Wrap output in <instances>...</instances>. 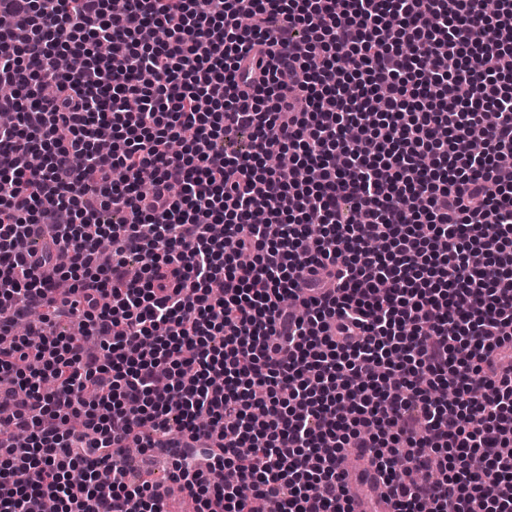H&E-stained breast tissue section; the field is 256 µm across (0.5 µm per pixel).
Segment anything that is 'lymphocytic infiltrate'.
<instances>
[{"label": "lymphocytic infiltrate", "instance_id": "lymphocytic-infiltrate-1", "mask_svg": "<svg viewBox=\"0 0 512 512\" xmlns=\"http://www.w3.org/2000/svg\"><path fill=\"white\" fill-rule=\"evenodd\" d=\"M0 17V512H144L171 431L196 512H350L348 448L395 512H512V0Z\"/></svg>", "mask_w": 512, "mask_h": 512}]
</instances>
